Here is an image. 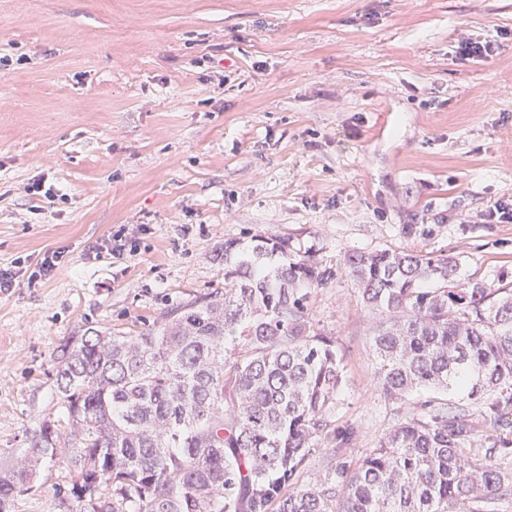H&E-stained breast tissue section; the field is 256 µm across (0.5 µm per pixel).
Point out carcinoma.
<instances>
[{
  "label": "carcinoma",
  "mask_w": 512,
  "mask_h": 512,
  "mask_svg": "<svg viewBox=\"0 0 512 512\" xmlns=\"http://www.w3.org/2000/svg\"><path fill=\"white\" fill-rule=\"evenodd\" d=\"M343 262L382 313V392L444 401L354 464L299 483L345 379L333 330L308 308L329 272L284 238L227 240L224 287L136 335L88 328L54 350L67 427L44 423L0 474V512L62 443L76 471L64 512H495L512 496L491 461L512 453V281L465 278L459 257L421 250ZM79 485L94 493L82 499Z\"/></svg>",
  "instance_id": "cac0c4a2"
}]
</instances>
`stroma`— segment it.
<instances>
[{"mask_svg": "<svg viewBox=\"0 0 512 512\" xmlns=\"http://www.w3.org/2000/svg\"><path fill=\"white\" fill-rule=\"evenodd\" d=\"M493 41L460 59L461 38ZM47 201L26 194L36 179ZM512 0H0V470L66 421L53 350L87 328L133 333L224 284L228 239L315 248L309 308L346 383L308 478L357 461L422 399L387 400L351 251L454 254L512 276ZM136 256L88 258L119 226ZM68 261L26 274L49 248ZM59 448L12 512H59Z\"/></svg>", "mask_w": 512, "mask_h": 512, "instance_id": "obj_1", "label": "stroma"}]
</instances>
